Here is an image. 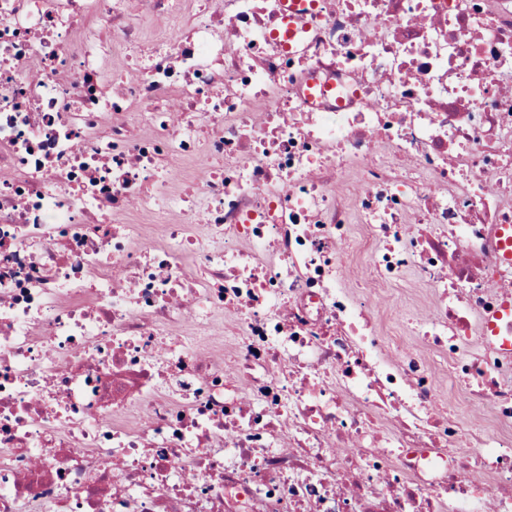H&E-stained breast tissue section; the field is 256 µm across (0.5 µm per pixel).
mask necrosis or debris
Returning a JSON list of instances; mask_svg holds the SVG:
<instances>
[{
    "label": "necrosis or debris",
    "mask_w": 512,
    "mask_h": 512,
    "mask_svg": "<svg viewBox=\"0 0 512 512\" xmlns=\"http://www.w3.org/2000/svg\"><path fill=\"white\" fill-rule=\"evenodd\" d=\"M285 11L0 0V512H512V0ZM353 224L438 294L397 321L474 453L340 285ZM316 1L314 0H288L287 14L284 16V23L287 25V31L289 33L288 36V49H291L295 46L291 45L290 41H292L295 37L296 32V24L294 21H301L307 12H309L308 7L311 9L314 8Z\"/></svg>",
    "instance_id": "4bbe7bcc"
}]
</instances>
